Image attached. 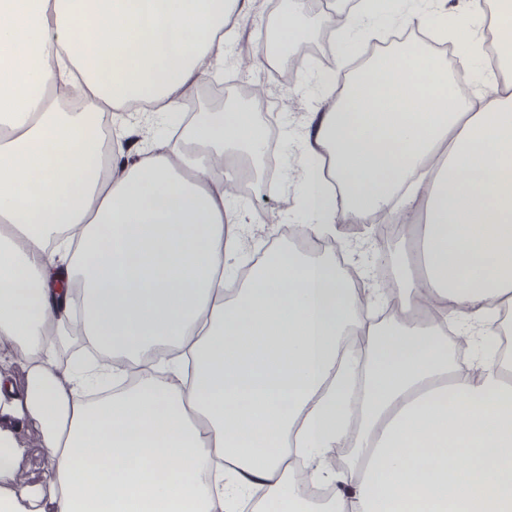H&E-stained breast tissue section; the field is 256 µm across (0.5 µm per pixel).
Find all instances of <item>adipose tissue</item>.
<instances>
[{
  "label": "adipose tissue",
  "mask_w": 512,
  "mask_h": 512,
  "mask_svg": "<svg viewBox=\"0 0 512 512\" xmlns=\"http://www.w3.org/2000/svg\"><path fill=\"white\" fill-rule=\"evenodd\" d=\"M250 3L0 0V335L30 359L24 391L0 375V417L39 423L48 512H512V355L491 341L512 311V82L462 97L446 58L404 44L310 112L307 236L368 223L400 191L423 199L386 331L332 254L279 249L227 276L235 164L264 139L250 112L192 116L183 150L100 137L106 109L181 112ZM400 16L428 26L433 4L360 0L333 32L347 50ZM483 28L476 9L449 29L461 66L483 56ZM60 85L82 106L62 108ZM74 323L149 371L87 400L97 374L54 358ZM349 439L345 469L315 466ZM296 458L330 500L303 493Z\"/></svg>",
  "instance_id": "obj_1"
}]
</instances>
